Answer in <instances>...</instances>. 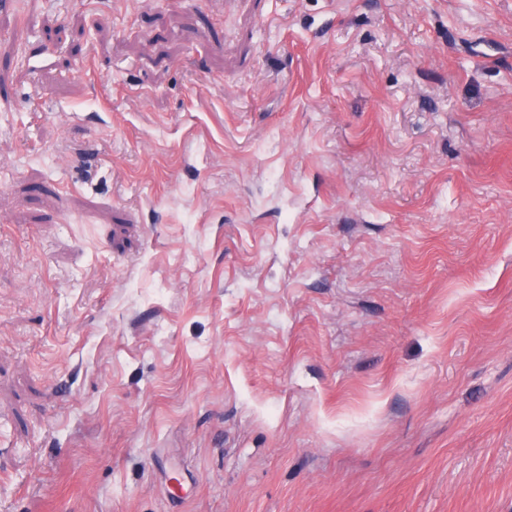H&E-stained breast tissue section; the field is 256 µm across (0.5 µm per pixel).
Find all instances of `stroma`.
I'll list each match as a JSON object with an SVG mask.
<instances>
[{
	"instance_id": "obj_1",
	"label": "stroma",
	"mask_w": 512,
	"mask_h": 512,
	"mask_svg": "<svg viewBox=\"0 0 512 512\" xmlns=\"http://www.w3.org/2000/svg\"><path fill=\"white\" fill-rule=\"evenodd\" d=\"M0 512H512V0L0 5Z\"/></svg>"
}]
</instances>
